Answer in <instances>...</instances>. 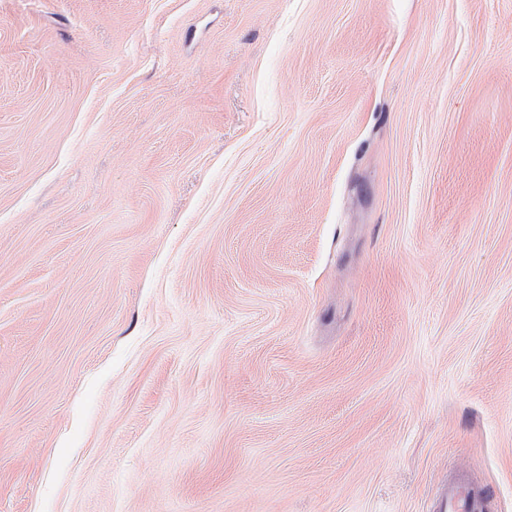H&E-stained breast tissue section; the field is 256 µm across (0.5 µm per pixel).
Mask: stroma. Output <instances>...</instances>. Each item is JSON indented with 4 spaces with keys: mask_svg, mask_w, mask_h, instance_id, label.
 <instances>
[{
    "mask_svg": "<svg viewBox=\"0 0 512 512\" xmlns=\"http://www.w3.org/2000/svg\"><path fill=\"white\" fill-rule=\"evenodd\" d=\"M512 512V0H0V512ZM488 499L486 492L470 488L465 477L459 475L448 484V490L436 509L440 512H487Z\"/></svg>",
    "mask_w": 512,
    "mask_h": 512,
    "instance_id": "obj_1",
    "label": "stroma"
}]
</instances>
